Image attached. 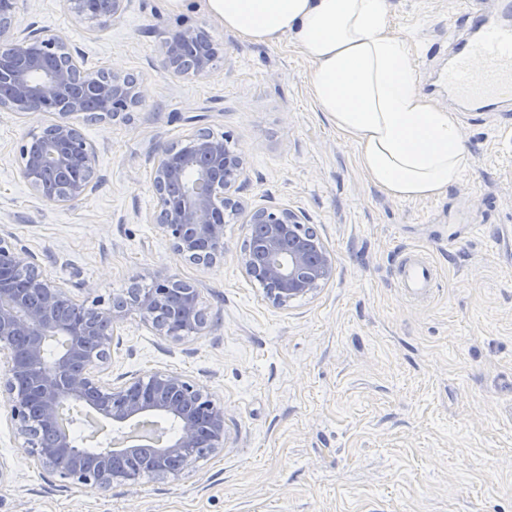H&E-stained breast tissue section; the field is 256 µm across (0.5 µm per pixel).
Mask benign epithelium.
I'll list each match as a JSON object with an SVG mask.
<instances>
[{"label":"benign epithelium","mask_w":512,"mask_h":512,"mask_svg":"<svg viewBox=\"0 0 512 512\" xmlns=\"http://www.w3.org/2000/svg\"><path fill=\"white\" fill-rule=\"evenodd\" d=\"M14 18L13 9L0 15V84L10 90L0 98V112L58 116L44 127L40 151L21 146L19 175L43 200L69 205L94 187L95 148L68 118L84 114L104 120L127 112L143 101L142 86L122 74L83 70L55 33H12ZM202 34L185 27L165 40L170 74L182 75L183 45L200 41ZM217 54L207 43L190 72L208 74ZM187 144L188 158L174 145L156 161V228L178 258L208 268L224 256L226 212L242 208L235 192L244 158L207 131L191 134ZM246 223L259 225V232L247 241L239 263L275 305L286 307L332 280L335 267L327 246L292 210L262 207L250 211ZM175 282L163 275L154 287L133 288L125 299L99 296L87 305L48 276L27 248L0 235V389L10 397L11 420L28 453L43 467L97 490L136 477L108 455L85 454L56 431L58 413L74 403L91 404L114 428L146 424L160 430L164 423L176 424L152 455L154 472L161 476L188 470L202 451L204 435L209 450L223 446L224 407L182 374L157 370L145 382L121 384L102 377L111 360L114 324L131 314L173 341L203 331L206 312L191 285L179 316L165 315Z\"/></svg>","instance_id":"1"}]
</instances>
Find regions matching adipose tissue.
<instances>
[{"label":"adipose tissue","mask_w":512,"mask_h":512,"mask_svg":"<svg viewBox=\"0 0 512 512\" xmlns=\"http://www.w3.org/2000/svg\"><path fill=\"white\" fill-rule=\"evenodd\" d=\"M203 2L246 42L288 38L301 49L313 100L386 194L430 199L460 181L469 154L458 120L420 90L405 42L390 32L388 0Z\"/></svg>","instance_id":"adipose-tissue-1"}]
</instances>
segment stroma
<instances>
[{
  "mask_svg": "<svg viewBox=\"0 0 512 512\" xmlns=\"http://www.w3.org/2000/svg\"><path fill=\"white\" fill-rule=\"evenodd\" d=\"M433 102L448 62L455 0H389ZM20 28L51 29L86 69L142 83L143 102L106 122L72 116L96 147L98 187L67 207L18 178L37 120L0 112V233L27 247L79 300L123 298L170 274L198 289L201 334L172 341L137 316L117 324L105 377L182 373L224 407V445L179 478L145 476L98 492L32 458L0 390V512H512V113H458L469 151L436 198L399 200L372 184L357 147L308 93L311 64L290 40L256 46L197 0H127L102 24L71 0H18ZM204 28L219 49L204 76L170 75L163 42ZM245 155L238 198L285 206L330 250L332 280L280 308L243 273V215L224 226L210 268L180 260L152 217L154 157L197 129ZM419 249L438 286L398 288Z\"/></svg>",
  "mask_w": 512,
  "mask_h": 512,
  "instance_id": "obj_1",
  "label": "stroma"
}]
</instances>
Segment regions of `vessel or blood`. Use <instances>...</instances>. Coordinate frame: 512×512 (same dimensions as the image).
Returning a JSON list of instances; mask_svg holds the SVG:
<instances>
[{
    "label": "vessel or blood",
    "mask_w": 512,
    "mask_h": 512,
    "mask_svg": "<svg viewBox=\"0 0 512 512\" xmlns=\"http://www.w3.org/2000/svg\"><path fill=\"white\" fill-rule=\"evenodd\" d=\"M465 33L448 38V67L441 81L449 98L468 112H503L512 106V0H461ZM434 266L411 255L397 268L399 287L411 295L434 288Z\"/></svg>",
    "instance_id": "vessel-or-blood-1"
}]
</instances>
